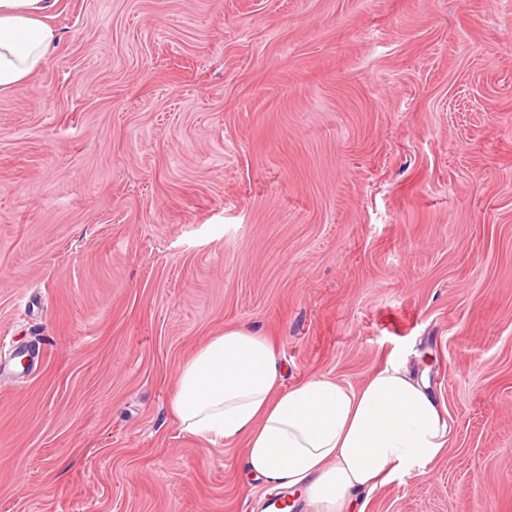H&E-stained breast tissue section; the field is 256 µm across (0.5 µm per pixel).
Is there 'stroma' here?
Returning a JSON list of instances; mask_svg holds the SVG:
<instances>
[{
  "mask_svg": "<svg viewBox=\"0 0 512 512\" xmlns=\"http://www.w3.org/2000/svg\"><path fill=\"white\" fill-rule=\"evenodd\" d=\"M0 92V512H262L177 370L426 374L450 446L364 512H512V0H57ZM30 353L21 365L17 351Z\"/></svg>",
  "mask_w": 512,
  "mask_h": 512,
  "instance_id": "35a3bbf8",
  "label": "stroma"
}]
</instances>
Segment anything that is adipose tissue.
Returning a JSON list of instances; mask_svg holds the SVG:
<instances>
[{
	"instance_id": "adipose-tissue-1",
	"label": "adipose tissue",
	"mask_w": 512,
	"mask_h": 512,
	"mask_svg": "<svg viewBox=\"0 0 512 512\" xmlns=\"http://www.w3.org/2000/svg\"><path fill=\"white\" fill-rule=\"evenodd\" d=\"M49 0H0V91L26 81L55 40ZM271 339L225 328L178 369L169 411L181 431L232 444L270 489L302 492L313 512H355L361 495L428 473L451 428L425 381L389 359L359 388L326 378L284 386Z\"/></svg>"
}]
</instances>
